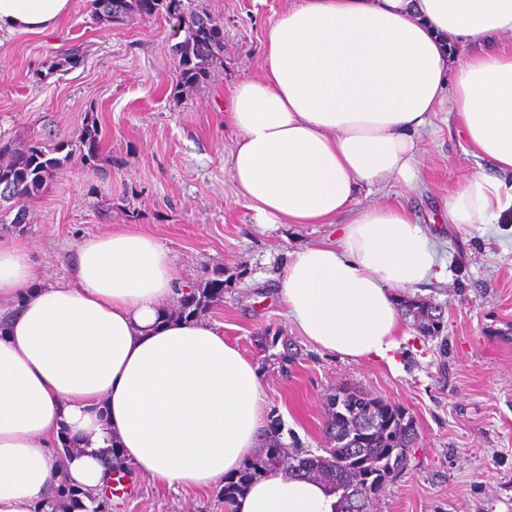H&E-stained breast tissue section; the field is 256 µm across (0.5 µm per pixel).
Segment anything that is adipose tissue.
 Segmentation results:
<instances>
[{"mask_svg": "<svg viewBox=\"0 0 512 512\" xmlns=\"http://www.w3.org/2000/svg\"><path fill=\"white\" fill-rule=\"evenodd\" d=\"M70 0H0V31L41 34ZM466 47L464 55L451 51ZM264 75L237 83L229 172L258 224H332L364 189L416 188L418 141L450 107L485 171L450 196V224L512 215V0H296L267 29ZM436 253L397 205L369 204L337 242L294 251L279 278L288 316L317 348L386 357L394 291L430 279ZM177 269L130 227L92 235L48 287L26 244L0 242V512H37L56 487L105 486L118 448L141 475L206 489L262 446L256 366L208 318L165 311ZM327 486L278 468L234 512H332Z\"/></svg>", "mask_w": 512, "mask_h": 512, "instance_id": "1", "label": "adipose tissue"}]
</instances>
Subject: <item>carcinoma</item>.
Returning <instances> with one entry per match:
<instances>
[{
	"label": "carcinoma",
	"instance_id": "carcinoma-1",
	"mask_svg": "<svg viewBox=\"0 0 512 512\" xmlns=\"http://www.w3.org/2000/svg\"><path fill=\"white\" fill-rule=\"evenodd\" d=\"M194 0H92L94 10L112 22L161 16L168 21L173 34L184 32L183 40L170 46L177 83L194 86L210 76L212 68L224 55V25L204 10L192 6ZM82 52L73 46L57 55L47 72H36L43 80L57 71H67L81 64ZM101 133L96 122L86 125L78 144L58 141L52 145L35 140L15 149L0 145V201L17 207L11 221L14 228L26 223V204L42 193L46 183L75 154L88 167L98 161ZM224 294V280L211 278L191 286V292L178 300L170 314L187 319L204 315L210 303ZM401 315L412 317L424 336L439 335L444 310L421 299L401 298ZM269 348L282 344L278 358L286 363L293 358L288 340L277 336H261ZM280 418L272 416L265 430V445L260 454L244 462L242 468L228 478L224 486V503L231 505L235 495L268 466L288 463V471L324 482L336 497L334 512H351V502L370 495L378 496L387 481L400 474L408 463L409 448L417 439L414 420L405 416L399 405L347 388L329 397L324 434L329 447L315 454L300 448L288 449L281 438ZM61 496L73 505L83 507L89 501L91 512H100V501L81 490L63 485Z\"/></svg>",
	"mask_w": 512,
	"mask_h": 512
}]
</instances>
